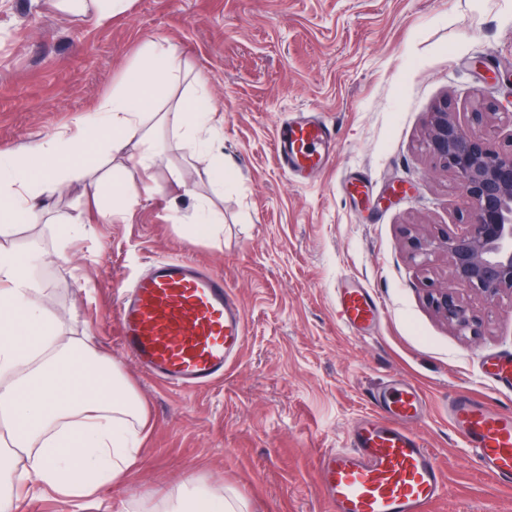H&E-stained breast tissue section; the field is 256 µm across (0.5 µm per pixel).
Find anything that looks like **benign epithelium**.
I'll use <instances>...</instances> for the list:
<instances>
[{
  "label": "benign epithelium",
  "mask_w": 512,
  "mask_h": 512,
  "mask_svg": "<svg viewBox=\"0 0 512 512\" xmlns=\"http://www.w3.org/2000/svg\"><path fill=\"white\" fill-rule=\"evenodd\" d=\"M474 121L478 132L458 124L446 104L431 113L425 150L454 176L468 220L458 233L414 243L421 254L432 246L447 254L453 287L436 289L430 302L460 330L471 328L475 315L453 288L512 299V143L495 145L489 113H474Z\"/></svg>",
  "instance_id": "1"
}]
</instances>
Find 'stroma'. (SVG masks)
I'll return each instance as SVG.
<instances>
[{
  "label": "stroma",
  "instance_id": "obj_1",
  "mask_svg": "<svg viewBox=\"0 0 512 512\" xmlns=\"http://www.w3.org/2000/svg\"><path fill=\"white\" fill-rule=\"evenodd\" d=\"M153 41L183 58L168 104L206 80L236 174L216 202L224 231L186 234L181 220L210 184L170 123L131 217L100 221L84 182L71 180L36 225L0 233L21 253H46L35 275L51 313L66 335L94 336L150 415L126 482L78 507L35 495L20 512H122L190 476L224 486L250 512H330L316 491L319 457L349 447L355 421L374 410L371 393L393 380L426 400L413 427L447 482L430 512H512V486L483 469L442 412L461 390L512 409L493 374L512 355V300L459 289L479 323L458 330L428 302L448 285L447 255L411 248L467 220L452 176L424 149L430 112L447 104L465 126L493 113L498 143L512 140V0H130L106 21L54 0H0V153L74 127ZM297 112L336 132L332 160L306 184L274 155L278 125ZM72 224L85 225L82 239L65 237ZM167 257L224 275L245 313L239 358L206 388L170 389L119 346L118 281ZM351 282L382 307L364 334L336 309Z\"/></svg>",
  "mask_w": 512,
  "mask_h": 512
}]
</instances>
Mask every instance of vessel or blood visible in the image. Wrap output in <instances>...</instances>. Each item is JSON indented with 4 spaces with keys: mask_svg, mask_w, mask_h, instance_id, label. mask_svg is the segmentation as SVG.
Listing matches in <instances>:
<instances>
[{
    "mask_svg": "<svg viewBox=\"0 0 512 512\" xmlns=\"http://www.w3.org/2000/svg\"><path fill=\"white\" fill-rule=\"evenodd\" d=\"M333 132L320 118L296 115L279 127L278 164L305 181L327 162ZM117 311L123 350L149 376L172 389H201L223 380L244 345V310L223 275L183 258L152 259L121 286ZM343 321L364 330L379 316L370 289L339 290ZM421 393L405 385L393 399L376 398L371 417L358 423L351 447L324 451L319 491L332 512H429L446 492L432 453L411 427L424 408ZM448 419L485 471L512 484V412L488 407L459 392Z\"/></svg>",
    "mask_w": 512,
    "mask_h": 512,
    "instance_id": "obj_1",
    "label": "vessel or blood"
}]
</instances>
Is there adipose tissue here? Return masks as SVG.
<instances>
[{"label": "adipose tissue", "mask_w": 512, "mask_h": 512, "mask_svg": "<svg viewBox=\"0 0 512 512\" xmlns=\"http://www.w3.org/2000/svg\"><path fill=\"white\" fill-rule=\"evenodd\" d=\"M182 70L176 46L154 42L75 132L59 133L19 153L0 154V223L43 215L40 190L82 177L101 157L124 155L112 178L102 220L126 218L139 187L148 186L161 156L147 125L160 114L164 89ZM180 146L206 164L211 196L198 197L188 227L212 235L224 215L213 197L235 183L216 146L218 119L204 89L179 99ZM138 149L128 152L130 142ZM31 258L0 247V512L23 497L49 492L72 502L124 482L144 437V401L90 336H60L30 273ZM155 512H247L237 496L189 479Z\"/></svg>", "instance_id": "adipose-tissue-1"}]
</instances>
